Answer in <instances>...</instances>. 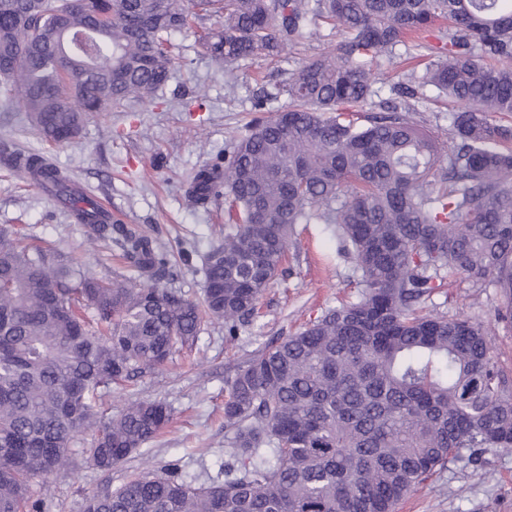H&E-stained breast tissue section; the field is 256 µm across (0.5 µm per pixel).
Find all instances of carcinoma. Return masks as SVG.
I'll return each instance as SVG.
<instances>
[{"label":"carcinoma","mask_w":512,"mask_h":512,"mask_svg":"<svg viewBox=\"0 0 512 512\" xmlns=\"http://www.w3.org/2000/svg\"><path fill=\"white\" fill-rule=\"evenodd\" d=\"M230 66L279 55L313 27L338 29L332 52L283 86L288 105L252 122L197 171L191 198L224 197V240L205 256L198 304L160 285L169 261L147 235L97 221L40 154L23 177L69 200L92 237L115 242L134 270L104 280L0 229V512H40L32 483L69 465L96 432L89 461L110 470L170 422L157 400L95 420L98 388L162 366L197 341L204 317L227 339L253 318L283 272L295 226H333L358 273L357 299L268 344L226 380L224 481L178 469L95 491L82 512H394L450 463L512 451V368L469 317L427 310L447 282L490 284L512 324V0H0V80L47 142L71 141L88 113L149 99L169 77L171 37L193 17ZM63 19L77 42L63 40ZM446 28L448 47L421 77L448 98L450 142L406 105L378 104L373 63L403 38Z\"/></svg>","instance_id":"obj_1"}]
</instances>
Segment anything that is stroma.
Returning a JSON list of instances; mask_svg holds the SVG:
<instances>
[{
  "label": "stroma",
  "instance_id": "stroma-1",
  "mask_svg": "<svg viewBox=\"0 0 512 512\" xmlns=\"http://www.w3.org/2000/svg\"><path fill=\"white\" fill-rule=\"evenodd\" d=\"M340 39L339 33L322 29L280 57L259 53L228 70L197 44L194 30L178 32L172 37L175 60L169 78L153 101L132 99L91 114L75 139L52 146L31 127L24 109L0 94V143L50 156L68 180L110 203L113 220L152 237L169 254L164 287L199 301L205 289L204 258L223 238L225 218L223 200L204 206L190 201L193 174L223 159L256 117L257 98L267 97L270 111L287 105L281 88L291 74L305 60L333 51ZM422 72L404 62L381 64L374 70L378 97L390 100L391 87L399 81L417 87L414 119L447 141L448 109L432 87L421 86ZM0 229L55 248L97 276L110 279L126 272L114 245L87 244L86 227L70 206L1 164ZM354 279L352 260L330 227L297 225L284 275L264 291L257 315L235 341L225 340L222 323L205 321L193 352L175 354L163 366L101 393L103 416L134 401L159 400L172 413L170 424L109 471L88 460L91 432L78 434L70 444L68 467L49 479L42 512H82L87 494L146 470L162 473L175 466L201 483L217 479L225 460L227 375L268 343L354 299ZM500 303L496 288L452 284L433 295L428 307L488 322ZM396 512H512V451L486 454L477 468L462 471L448 465L401 500Z\"/></svg>",
  "mask_w": 512,
  "mask_h": 512
}]
</instances>
